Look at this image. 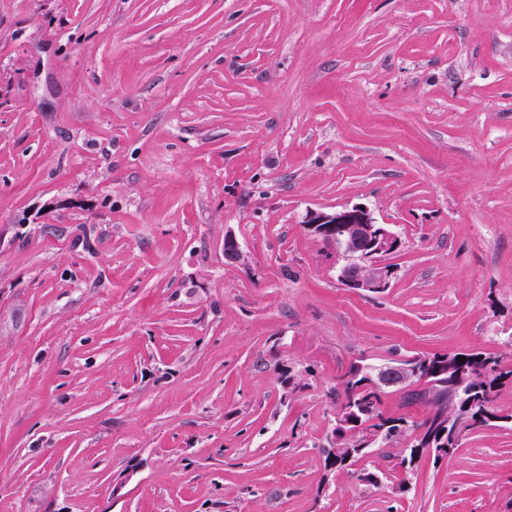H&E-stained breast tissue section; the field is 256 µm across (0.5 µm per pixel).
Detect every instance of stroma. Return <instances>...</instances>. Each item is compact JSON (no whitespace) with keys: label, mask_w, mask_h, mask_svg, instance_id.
Masks as SVG:
<instances>
[{"label":"stroma","mask_w":512,"mask_h":512,"mask_svg":"<svg viewBox=\"0 0 512 512\" xmlns=\"http://www.w3.org/2000/svg\"><path fill=\"white\" fill-rule=\"evenodd\" d=\"M356 204L375 294L306 224ZM472 349L512 366V0H0V512H512L510 427L324 467L351 363ZM324 248L340 253L348 262L339 268V280L348 288L378 293L388 288L394 274L383 258L399 247V239L386 224H379L363 205L335 211H312L306 222Z\"/></svg>","instance_id":"1"}]
</instances>
